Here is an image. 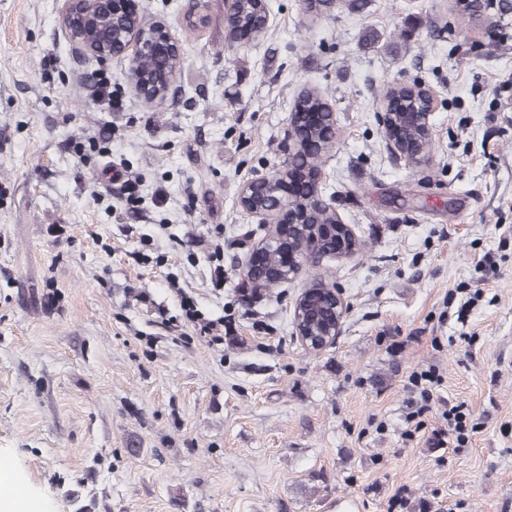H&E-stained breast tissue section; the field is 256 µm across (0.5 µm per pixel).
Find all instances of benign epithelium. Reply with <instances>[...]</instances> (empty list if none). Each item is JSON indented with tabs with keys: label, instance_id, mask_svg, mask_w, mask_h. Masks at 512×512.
<instances>
[{
	"label": "benign epithelium",
	"instance_id": "1",
	"mask_svg": "<svg viewBox=\"0 0 512 512\" xmlns=\"http://www.w3.org/2000/svg\"><path fill=\"white\" fill-rule=\"evenodd\" d=\"M240 17V0H224V26L233 34L234 41H243ZM61 28L72 52L79 58L92 57L103 63L114 57H129L124 79L129 90L138 98L154 95L167 99L175 93L177 80L169 75L164 86L152 92L153 81L139 68L140 62L158 57L182 60L179 43L171 35L163 19L145 23L134 8L132 0H63L60 15ZM420 97L425 108L422 112L380 113V122L391 152L409 165L427 159L426 147L412 149L407 146L404 131L413 132L427 143L431 137V117L434 95L420 87ZM317 114L310 115L311 126L292 112L289 115V140L292 147L288 157L275 173L245 182L238 193V206L270 227L268 234L252 248L241 269L242 277L255 284L266 279L282 283L297 279L308 265H316L333 255L338 258L352 256L358 247L357 239L348 225L336 220L335 250L324 247L328 225L307 222L310 216L334 213L333 207L323 197L322 172L310 166L313 193L304 206L292 203V160L303 154L315 142L312 127L318 125ZM274 187L280 199L270 207L258 201L261 190ZM347 305L342 293L335 286L316 282L302 289L293 304V324L296 336L310 351H321L336 342L340 335Z\"/></svg>",
	"mask_w": 512,
	"mask_h": 512
}]
</instances>
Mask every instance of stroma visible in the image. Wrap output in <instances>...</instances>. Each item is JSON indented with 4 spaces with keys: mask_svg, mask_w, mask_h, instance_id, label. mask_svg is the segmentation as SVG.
I'll return each instance as SVG.
<instances>
[{
    "mask_svg": "<svg viewBox=\"0 0 512 512\" xmlns=\"http://www.w3.org/2000/svg\"><path fill=\"white\" fill-rule=\"evenodd\" d=\"M137 3L182 48L176 102L133 96L127 59H76L62 0H0V456L16 490L39 512H512V26H475L453 0H270L266 37L234 44L224 0ZM413 82L437 106L409 166L378 112ZM307 87L333 113L324 194L361 249L247 298L239 267L263 230L237 195L283 160ZM316 280L348 311L312 353L291 313ZM429 367L441 383L417 426L409 377ZM460 403L474 429L457 449L436 433Z\"/></svg>",
    "mask_w": 512,
    "mask_h": 512,
    "instance_id": "35a3bbf8",
    "label": "stroma"
}]
</instances>
